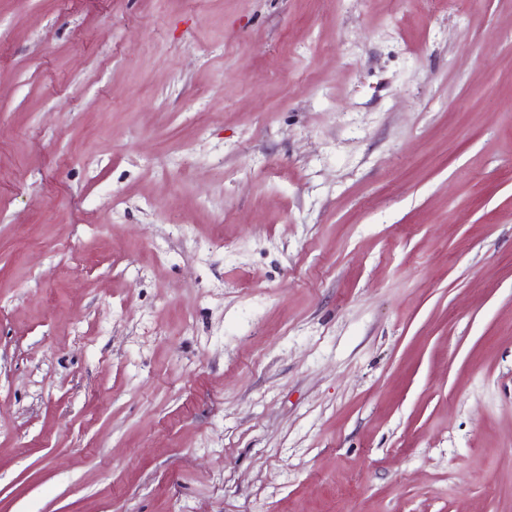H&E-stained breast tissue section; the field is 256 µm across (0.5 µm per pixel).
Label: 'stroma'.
Returning <instances> with one entry per match:
<instances>
[{"instance_id": "obj_1", "label": "stroma", "mask_w": 512, "mask_h": 512, "mask_svg": "<svg viewBox=\"0 0 512 512\" xmlns=\"http://www.w3.org/2000/svg\"><path fill=\"white\" fill-rule=\"evenodd\" d=\"M0 512H512V0H0Z\"/></svg>"}]
</instances>
